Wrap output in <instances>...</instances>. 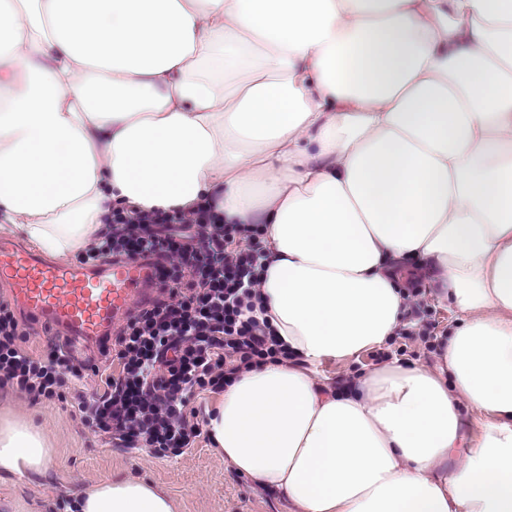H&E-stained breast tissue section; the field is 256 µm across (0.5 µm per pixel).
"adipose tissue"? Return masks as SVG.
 Masks as SVG:
<instances>
[{
	"label": "adipose tissue",
	"instance_id": "ef3b65f1",
	"mask_svg": "<svg viewBox=\"0 0 512 512\" xmlns=\"http://www.w3.org/2000/svg\"><path fill=\"white\" fill-rule=\"evenodd\" d=\"M209 199L261 225L293 354L208 419L235 472L292 512H512V0H0V231L65 261ZM407 260L459 320L435 364L320 377L394 337ZM52 454L0 422V473ZM77 508L173 512L132 478Z\"/></svg>",
	"mask_w": 512,
	"mask_h": 512
}]
</instances>
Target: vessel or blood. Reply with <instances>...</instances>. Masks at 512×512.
Listing matches in <instances>:
<instances>
[{
    "label": "vessel or blood",
    "mask_w": 512,
    "mask_h": 512,
    "mask_svg": "<svg viewBox=\"0 0 512 512\" xmlns=\"http://www.w3.org/2000/svg\"><path fill=\"white\" fill-rule=\"evenodd\" d=\"M0 280L19 285L15 306L24 318L51 326L74 344L109 335L118 316L144 306L154 292L149 261L68 266L7 241L0 243Z\"/></svg>",
    "instance_id": "obj_1"
}]
</instances>
